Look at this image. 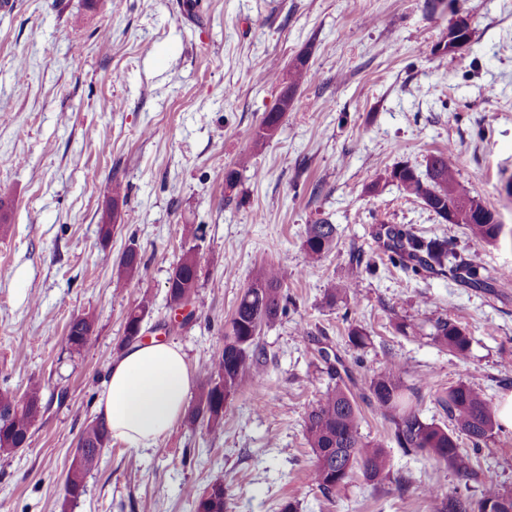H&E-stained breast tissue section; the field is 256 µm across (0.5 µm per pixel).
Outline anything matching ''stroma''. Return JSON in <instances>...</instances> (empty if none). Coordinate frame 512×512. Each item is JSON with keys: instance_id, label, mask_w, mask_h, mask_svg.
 Here are the masks:
<instances>
[{"instance_id": "35a3bbf8", "label": "stroma", "mask_w": 512, "mask_h": 512, "mask_svg": "<svg viewBox=\"0 0 512 512\" xmlns=\"http://www.w3.org/2000/svg\"><path fill=\"white\" fill-rule=\"evenodd\" d=\"M468 45L432 53L454 18L448 0H17L0 10V388L42 386L44 414L26 448L0 453V512H191L189 490L223 481L228 512H434L423 490L452 484L421 455H404L366 384L396 363L423 383L425 418L447 424L432 393L458 383L491 403L512 392V278L476 289L449 276L393 266L380 223L447 236L456 251L512 269V242H474L421 200L382 182L399 162L424 168L453 151L461 189L512 227V0H460ZM299 86L276 134L255 137L279 104L297 59ZM27 71L18 74L17 63ZM238 166L226 188L218 170ZM121 182L126 200L110 240L99 226ZM337 229L336 247L309 263L307 225ZM200 224V277L190 308H170L166 280ZM137 243L138 274L114 290L123 251ZM286 273L288 311L263 326L262 388L244 381L224 406V430L179 423L155 448L115 440L78 499L64 492L80 435L97 415L107 364L125 318L151 301L144 326L201 370L224 346V324L254 270ZM345 292L328 303L325 288ZM92 313L80 352L69 321ZM471 338L460 358L435 344L437 319ZM408 332H401V325ZM363 329L365 348L350 346ZM352 373L364 437L383 442L389 468L355 475L325 497L310 478L305 420L335 386L320 348ZM464 457L512 490V429ZM418 489L399 493L398 479Z\"/></svg>"}]
</instances>
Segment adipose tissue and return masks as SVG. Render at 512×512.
<instances>
[{"label":"adipose tissue","mask_w":512,"mask_h":512,"mask_svg":"<svg viewBox=\"0 0 512 512\" xmlns=\"http://www.w3.org/2000/svg\"><path fill=\"white\" fill-rule=\"evenodd\" d=\"M193 385L194 372L179 347L138 342L110 359L98 411L113 438L152 448L184 418Z\"/></svg>","instance_id":"ef3b65f1"}]
</instances>
